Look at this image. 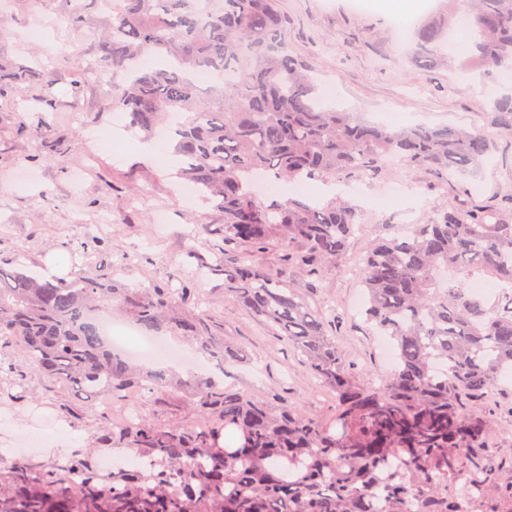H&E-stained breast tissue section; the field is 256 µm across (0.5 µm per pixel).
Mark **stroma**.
I'll list each match as a JSON object with an SVG mask.
<instances>
[{"label": "stroma", "instance_id": "obj_1", "mask_svg": "<svg viewBox=\"0 0 512 512\" xmlns=\"http://www.w3.org/2000/svg\"><path fill=\"white\" fill-rule=\"evenodd\" d=\"M0 13L7 34L0 58L37 63L45 80L24 95L0 91V267L22 268L48 278V255L69 277L96 272L122 288L192 289V305L224 324V339L245 359L226 365L224 383L271 402L288 403L303 415L333 420L335 391L324 387L283 337L242 308L224 302V214L214 202L175 176L169 149L147 151L137 132L112 104V82L102 78L95 47L108 28L105 13L89 10L88 22L74 31L66 17L78 0H7ZM288 17V44L310 67L326 103L398 125L471 127L480 122L489 88L512 92L501 71L461 74L465 48L445 49V59L429 71L408 62L416 50L411 32L429 10L414 15L389 12L385 0H367L354 11L350 0H278ZM107 130L117 152L88 139ZM496 143L484 167L471 176L443 179L424 170L386 167L374 178H337L335 185L310 181L297 189L274 188L273 198L301 195L337 197L356 205L362 219L350 241L347 271L315 279L293 277L313 309L329 324L351 380L380 387L390 369L379 338L359 300L365 295L360 259L380 239L405 233L412 224L448 206L481 204L512 211V134L493 131ZM39 179L33 187L16 180L19 165ZM165 223H157V212ZM16 367L24 383L21 398L0 400V448L58 454L61 442L86 448L95 459L108 451L100 421L85 408L65 413L71 400L64 386L28 368ZM141 411L178 425L199 422L197 411L178 397H145L130 391ZM489 431L483 445L512 460V380L500 382L478 403Z\"/></svg>", "mask_w": 512, "mask_h": 512}]
</instances>
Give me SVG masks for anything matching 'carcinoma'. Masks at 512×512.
I'll list each match as a JSON object with an SVG mask.
<instances>
[{"label":"carcinoma","mask_w":512,"mask_h":512,"mask_svg":"<svg viewBox=\"0 0 512 512\" xmlns=\"http://www.w3.org/2000/svg\"><path fill=\"white\" fill-rule=\"evenodd\" d=\"M112 12L100 62L122 81L114 106L129 127L160 138L181 158L177 176L224 213V302L284 336L309 371L336 391L331 423L287 404L245 395L197 373L149 370L112 354L92 315L105 298L143 329L181 336L219 368L239 360L224 325L188 307L190 289L117 288L96 273L39 281L0 268V351H18L53 382L113 398L130 389L180 394L203 426L140 414L104 438L149 463L103 471L78 451L66 466L18 452L0 467V512H512V461L488 455V424L468 404L512 370V220L491 209L445 210L361 261L368 323L389 337L396 362L377 389L345 374L323 317L289 283L348 262L356 208L329 199L265 203L253 179L331 182L379 175L404 161L433 175L475 168L492 151L484 127L418 124L391 129L323 107L305 62L288 46L277 0H90ZM454 8L418 29L411 62L433 67L440 43L464 16L475 29L472 68H512V0H448ZM199 70L215 82L203 93ZM35 68L0 63L16 90ZM489 124L512 133V94L495 95ZM279 242L275 267L249 252ZM483 276L505 288L491 303L471 294ZM473 474L499 494H448Z\"/></svg>","instance_id":"1"}]
</instances>
